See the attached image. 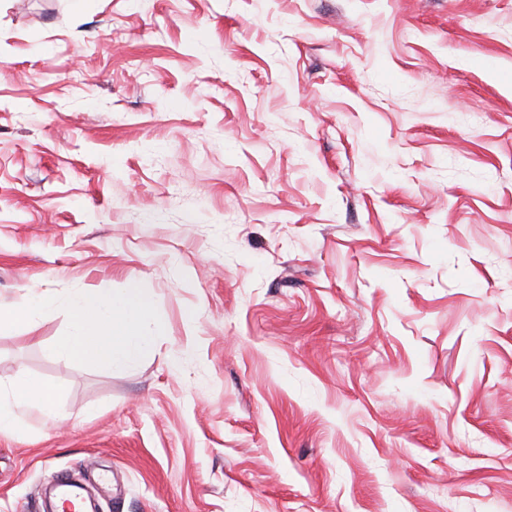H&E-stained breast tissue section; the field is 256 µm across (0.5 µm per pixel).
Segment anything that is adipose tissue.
Listing matches in <instances>:
<instances>
[{"instance_id": "1", "label": "adipose tissue", "mask_w": 512, "mask_h": 512, "mask_svg": "<svg viewBox=\"0 0 512 512\" xmlns=\"http://www.w3.org/2000/svg\"><path fill=\"white\" fill-rule=\"evenodd\" d=\"M64 304L70 312L73 331L54 348V356L89 366L129 365L153 343L152 337L144 333L151 298L138 282H126L113 294L78 288ZM61 393L60 387L22 370L8 378L0 377V434H14L21 412L31 407L39 410L45 425H54L59 418L54 402Z\"/></svg>"}]
</instances>
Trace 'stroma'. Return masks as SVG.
Returning <instances> with one entry per match:
<instances>
[{
    "label": "stroma",
    "mask_w": 512,
    "mask_h": 512,
    "mask_svg": "<svg viewBox=\"0 0 512 512\" xmlns=\"http://www.w3.org/2000/svg\"><path fill=\"white\" fill-rule=\"evenodd\" d=\"M136 281L151 349L50 357ZM0 512H512V0H0ZM56 304V300L46 294L30 295L21 300V304L0 305V332L17 325L27 323L42 308ZM61 393L62 388L46 384L24 370L8 378L0 377V434H14L21 412L31 407L39 410L45 425H54L60 418L54 402Z\"/></svg>",
    "instance_id": "obj_1"
}]
</instances>
